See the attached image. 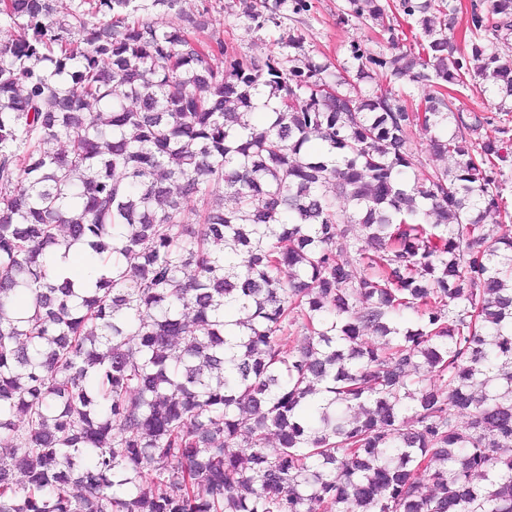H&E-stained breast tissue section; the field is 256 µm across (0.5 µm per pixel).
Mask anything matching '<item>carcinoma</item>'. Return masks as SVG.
<instances>
[{
  "instance_id": "obj_1",
  "label": "carcinoma",
  "mask_w": 512,
  "mask_h": 512,
  "mask_svg": "<svg viewBox=\"0 0 512 512\" xmlns=\"http://www.w3.org/2000/svg\"><path fill=\"white\" fill-rule=\"evenodd\" d=\"M157 6L0 0V512H512V0H347L334 71ZM463 93L465 95L460 99L461 102L465 103L468 109L484 115H496V118H500V121L496 119L492 124H484L481 126L477 134L474 135L475 138L486 139L501 137L502 135L499 133V129L505 125L511 130L509 135L512 137V113L508 115H504V113L499 114V112H497L498 99L489 94L483 95V93L477 92L471 86L470 89L463 90ZM430 134L431 133L426 132L420 126L413 129L410 148L413 153H415L416 158L421 160L423 163V166H419V169H417V173H420L425 169H430V167L444 168L449 167L452 164L451 158L434 157L431 156L428 151H426V143L430 137Z\"/></svg>"
}]
</instances>
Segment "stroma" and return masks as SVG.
Here are the masks:
<instances>
[{
	"instance_id": "35a3bbf8",
	"label": "stroma",
	"mask_w": 512,
	"mask_h": 512,
	"mask_svg": "<svg viewBox=\"0 0 512 512\" xmlns=\"http://www.w3.org/2000/svg\"><path fill=\"white\" fill-rule=\"evenodd\" d=\"M309 9L296 14L291 0H180V13L161 8L150 11L149 19L165 28L184 16L204 23L207 35L220 39L248 55L272 54L281 62L305 52L316 60L339 67L349 62L352 45L372 53H388L386 40L377 28L341 20L346 0H308ZM263 14V25L247 19V7ZM301 41L300 48L289 45L290 38Z\"/></svg>"
}]
</instances>
